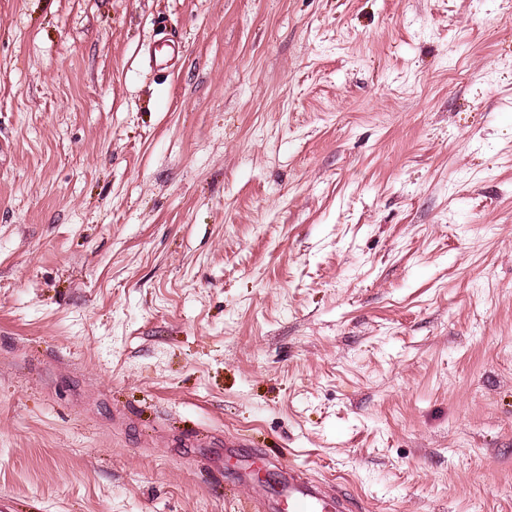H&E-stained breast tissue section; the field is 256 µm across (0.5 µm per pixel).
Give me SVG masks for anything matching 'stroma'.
Returning <instances> with one entry per match:
<instances>
[{"instance_id": "stroma-1", "label": "stroma", "mask_w": 512, "mask_h": 512, "mask_svg": "<svg viewBox=\"0 0 512 512\" xmlns=\"http://www.w3.org/2000/svg\"><path fill=\"white\" fill-rule=\"evenodd\" d=\"M236 433L512 512V0H0V504L238 512Z\"/></svg>"}]
</instances>
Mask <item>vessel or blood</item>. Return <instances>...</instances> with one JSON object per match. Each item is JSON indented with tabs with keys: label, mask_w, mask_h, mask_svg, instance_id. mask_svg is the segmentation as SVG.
<instances>
[{
	"label": "vessel or blood",
	"mask_w": 512,
	"mask_h": 512,
	"mask_svg": "<svg viewBox=\"0 0 512 512\" xmlns=\"http://www.w3.org/2000/svg\"><path fill=\"white\" fill-rule=\"evenodd\" d=\"M224 450L240 462L233 485L246 496L241 512H354L350 498L333 483L304 477L293 464L263 459L247 435L225 439ZM260 460L272 474L274 488L253 482V467Z\"/></svg>",
	"instance_id": "obj_1"
}]
</instances>
